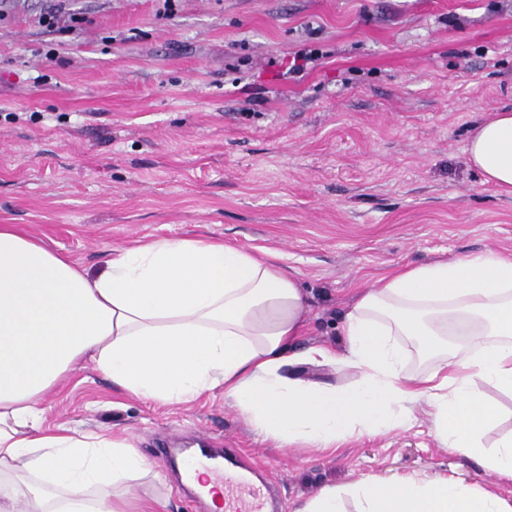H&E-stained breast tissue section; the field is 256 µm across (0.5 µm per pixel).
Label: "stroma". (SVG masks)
Returning a JSON list of instances; mask_svg holds the SVG:
<instances>
[{
  "instance_id": "35a3bbf8",
  "label": "stroma",
  "mask_w": 512,
  "mask_h": 512,
  "mask_svg": "<svg viewBox=\"0 0 512 512\" xmlns=\"http://www.w3.org/2000/svg\"><path fill=\"white\" fill-rule=\"evenodd\" d=\"M506 110L512 0H0V224L92 275L156 238L269 250L308 297L297 347L337 346L360 286L512 255V195L465 152ZM42 405L49 425L129 436L156 470L129 492L168 512H211L156 453L200 437L262 467L279 512L365 475L453 473L512 503L420 407L410 429L321 451L258 439L222 391L177 409L90 368Z\"/></svg>"
}]
</instances>
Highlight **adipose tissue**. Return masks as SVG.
I'll use <instances>...</instances> for the list:
<instances>
[{
    "mask_svg": "<svg viewBox=\"0 0 512 512\" xmlns=\"http://www.w3.org/2000/svg\"><path fill=\"white\" fill-rule=\"evenodd\" d=\"M468 162L512 193V112L479 124ZM306 308L265 251L217 239L161 238L115 249L89 275L15 224H0V512H165L161 499L118 495L152 466L127 438L45 425L44 397L93 367L125 393L183 405L223 390L258 437L328 450L352 435L409 427L425 406L443 447L512 484V434L485 447L498 418L483 386L512 394V256L487 253L398 269L362 289L342 348L294 350ZM410 337L430 366L404 364ZM349 367L330 387L287 366ZM512 512L495 493L439 476L363 477L325 486L295 512Z\"/></svg>",
    "mask_w": 512,
    "mask_h": 512,
    "instance_id": "ef3b65f1",
    "label": "adipose tissue"
}]
</instances>
